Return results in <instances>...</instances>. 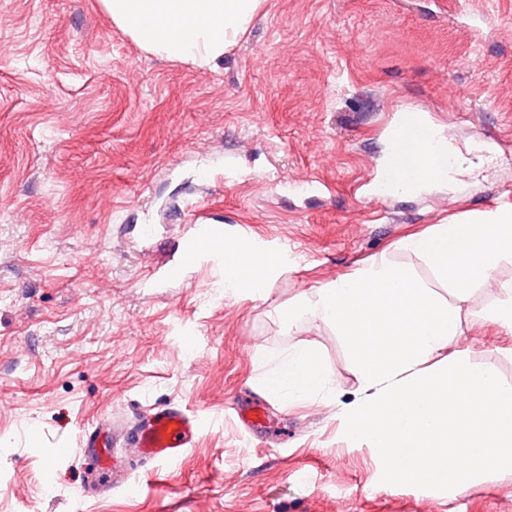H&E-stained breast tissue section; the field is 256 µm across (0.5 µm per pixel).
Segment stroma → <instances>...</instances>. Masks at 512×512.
I'll return each mask as SVG.
<instances>
[{
  "label": "stroma",
  "instance_id": "1",
  "mask_svg": "<svg viewBox=\"0 0 512 512\" xmlns=\"http://www.w3.org/2000/svg\"><path fill=\"white\" fill-rule=\"evenodd\" d=\"M405 110L472 161L423 193L371 194ZM512 204V0H266L214 65L157 57L99 0H0V512H512V470L446 492L381 483L340 411L360 399L341 336L282 314L386 259L457 309L465 355L512 384V335L397 241ZM287 271L215 301L210 254L166 273L195 214ZM327 386L264 381L296 345ZM203 429L132 486L95 484L83 431L153 405Z\"/></svg>",
  "mask_w": 512,
  "mask_h": 512
}]
</instances>
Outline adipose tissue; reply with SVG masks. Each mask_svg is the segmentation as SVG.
<instances>
[{"label": "adipose tissue", "instance_id": "ef3b65f1", "mask_svg": "<svg viewBox=\"0 0 512 512\" xmlns=\"http://www.w3.org/2000/svg\"><path fill=\"white\" fill-rule=\"evenodd\" d=\"M264 0H100L114 26L146 51L170 60L206 67L223 58L261 14ZM419 169L413 191L454 180L467 159L444 136H436L432 151H412ZM224 255V282L241 290L262 288L278 260L260 243L243 247L218 243ZM401 251L421 257L435 278L465 296L476 288H499L502 298L488 314L489 322L512 334V281L497 282L494 273L512 266V208L500 207L476 215L455 217L427 234L408 236ZM327 378L317 352L300 347L271 382L289 396L304 399L322 390Z\"/></svg>", "mask_w": 512, "mask_h": 512}]
</instances>
